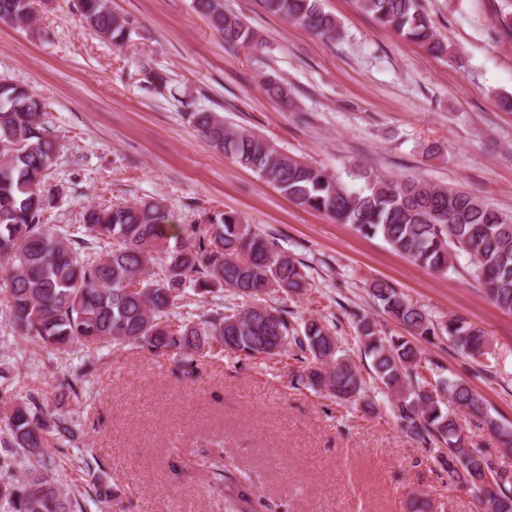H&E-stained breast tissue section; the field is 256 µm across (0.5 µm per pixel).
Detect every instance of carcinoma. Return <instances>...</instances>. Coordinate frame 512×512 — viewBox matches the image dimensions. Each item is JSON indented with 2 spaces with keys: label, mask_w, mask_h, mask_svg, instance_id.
<instances>
[{
  "label": "carcinoma",
  "mask_w": 512,
  "mask_h": 512,
  "mask_svg": "<svg viewBox=\"0 0 512 512\" xmlns=\"http://www.w3.org/2000/svg\"><path fill=\"white\" fill-rule=\"evenodd\" d=\"M267 9L297 22L329 41L341 37V24L322 0H264ZM361 9L400 37L434 56L448 54V44L434 31L420 0H358ZM229 48L261 49L224 0H194ZM77 11L99 37L121 46L133 27L110 9L107 0H77ZM33 0H0V22L29 24ZM141 73L156 90L169 77L150 63ZM261 87L272 101L292 104L293 90L274 72ZM45 103L26 88L0 81V281L8 290L7 318L14 330L45 351H68L76 343L100 348L135 345L171 356L175 370L192 377L198 362L225 351L255 357L290 353L301 364L299 380L326 389L345 405L373 412L364 376L319 318L290 320L287 307L263 303V295L298 293L308 287L304 263L268 237L220 212L187 235H171L166 207L158 200L89 207L83 224L61 229L44 223L53 199L43 190L55 165L58 143L46 127ZM188 120L209 145L242 168L256 173L295 205L321 211L352 225L366 237H381L419 266L448 272L453 258L467 257L491 302L512 314V217L488 201L456 186H438L417 178L395 179L354 165L348 176L362 181L357 190L324 169L281 149L270 138L224 121L217 112L196 109ZM244 300L233 308L221 303L224 291ZM213 295L211 308L185 312L188 292ZM374 301L400 324L432 344L448 335L460 351L489 354L484 332L460 315L434 322L407 302L389 283L370 284ZM371 358L370 370L390 394L389 412L400 431L425 445H436L448 485L478 492L489 512H512V471L498 472L497 455L472 443L474 430L496 437L501 451L512 452V429L492 416L483 398L460 380L429 381L423 372L433 361L405 336H382L365 314H352ZM89 369L60 373V388L81 404ZM470 417L471 427L459 414ZM78 429L72 410L46 409L32 396L16 398L0 411V447L12 448L13 461L0 470H22L16 481H0V502L8 512H75L80 503L54 480L55 461L47 448L66 446ZM212 491L224 496L227 512H265L268 504L251 476L226 460L224 449L204 462ZM95 501L111 505L112 488L94 479Z\"/></svg>",
  "instance_id": "obj_1"
}]
</instances>
